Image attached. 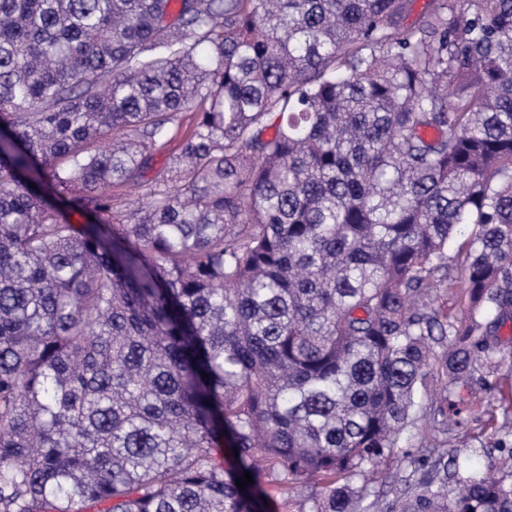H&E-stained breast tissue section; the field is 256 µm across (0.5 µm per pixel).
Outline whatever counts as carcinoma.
Returning a JSON list of instances; mask_svg holds the SVG:
<instances>
[{
    "label": "carcinoma",
    "instance_id": "cac0c4a2",
    "mask_svg": "<svg viewBox=\"0 0 512 512\" xmlns=\"http://www.w3.org/2000/svg\"><path fill=\"white\" fill-rule=\"evenodd\" d=\"M411 2L0 0V512H369L512 359V0ZM447 444L385 512H512ZM430 432L429 413L424 411V415L410 433L409 440L402 444L403 448H399L394 457L380 466L377 479L369 484V489L379 494L382 490L388 491L391 486L402 487L401 479L411 477L412 474L413 479L419 477L426 467H422V457L417 448H421L420 441L423 445L428 444Z\"/></svg>",
    "mask_w": 512,
    "mask_h": 512
}]
</instances>
